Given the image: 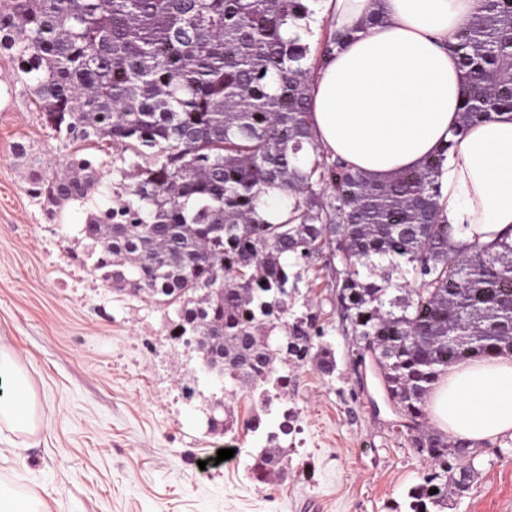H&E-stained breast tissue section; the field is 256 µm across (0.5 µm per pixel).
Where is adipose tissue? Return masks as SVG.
<instances>
[{
  "label": "adipose tissue",
  "instance_id": "adipose-tissue-1",
  "mask_svg": "<svg viewBox=\"0 0 512 512\" xmlns=\"http://www.w3.org/2000/svg\"><path fill=\"white\" fill-rule=\"evenodd\" d=\"M482 7L483 0H317L310 20L351 34L310 84L320 146L375 179L443 154V215L464 243H486L512 227V115L455 132L464 73L448 37ZM369 14L380 24L359 28ZM3 382L13 394L0 398V426L33 432L34 392L15 358L0 350ZM430 408L434 427L470 447L512 439V354L449 368Z\"/></svg>",
  "mask_w": 512,
  "mask_h": 512
}]
</instances>
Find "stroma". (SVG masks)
Returning a JSON list of instances; mask_svg holds the SVG:
<instances>
[{
  "label": "stroma",
  "mask_w": 512,
  "mask_h": 512,
  "mask_svg": "<svg viewBox=\"0 0 512 512\" xmlns=\"http://www.w3.org/2000/svg\"><path fill=\"white\" fill-rule=\"evenodd\" d=\"M25 141L55 163L64 153L28 99L0 100V347L30 379L39 425L0 433V483L44 500L49 512H407L429 465L373 409L350 342L326 328L336 361L288 371L294 430L284 478L259 482L252 456L264 431L245 423L247 389L217 386L194 347L171 339L166 309L115 292L80 263L85 215L47 223L11 146ZM232 458L217 461L218 450ZM477 474L451 512H512V444L475 451Z\"/></svg>",
  "instance_id": "obj_1"
}]
</instances>
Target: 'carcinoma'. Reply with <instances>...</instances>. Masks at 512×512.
<instances>
[{
  "label": "carcinoma",
  "instance_id": "1",
  "mask_svg": "<svg viewBox=\"0 0 512 512\" xmlns=\"http://www.w3.org/2000/svg\"><path fill=\"white\" fill-rule=\"evenodd\" d=\"M307 0H0V57L15 64L3 94L38 106L64 168L16 142L28 193L49 224L86 214L82 264L113 290L173 310L171 333L198 336L203 361L228 364L254 398L251 429L288 396L280 373L312 348L336 362L318 316L288 310L315 262L339 258L331 292L351 356L381 360L412 447L429 463L411 512H441L469 490L466 442L428 425V399L448 367L512 350V243L463 245L442 218V157L386 181L333 159L315 142L312 69L351 33L329 32L310 59L298 21ZM296 32L283 37L286 26ZM465 72L458 129L512 111V0L449 38ZM121 147L122 180L99 191L104 163L84 150ZM278 191L280 219L258 212ZM266 431L251 475L288 464ZM438 492H432V489Z\"/></svg>",
  "mask_w": 512,
  "mask_h": 512
}]
</instances>
